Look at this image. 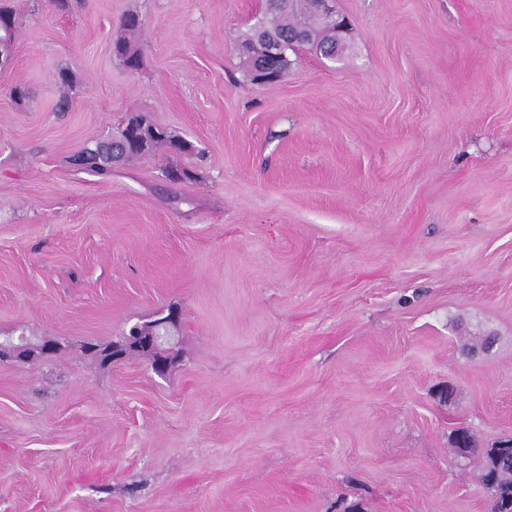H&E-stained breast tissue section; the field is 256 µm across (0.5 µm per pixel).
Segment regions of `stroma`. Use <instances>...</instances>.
<instances>
[{"label":"stroma","instance_id":"stroma-1","mask_svg":"<svg viewBox=\"0 0 512 512\" xmlns=\"http://www.w3.org/2000/svg\"><path fill=\"white\" fill-rule=\"evenodd\" d=\"M0 3V339L58 344L0 364V512H490L453 438L512 437V0H333L342 57L264 85V0ZM135 114L189 151L80 170ZM171 305L166 375L86 351ZM123 26L129 36L121 37L116 43L120 49L119 54L124 57L127 64H130L134 58L138 57V50L131 38L140 30L141 22L138 16L132 14L125 18ZM251 52H253V53H251ZM259 55H260V53L256 52L255 50H253V51L249 50L248 53H245V56L248 59L247 67H248V72H249L251 80L253 81L252 75H253L254 71L257 69V67L262 66L264 69H267V70H259L257 72L256 82L263 83V84L273 82L277 78V76L274 74L273 75L269 74L270 72L268 70H278L276 62L271 58L270 59L263 58L262 60H260L258 58ZM287 67L288 66L286 65L283 69L278 70L279 75Z\"/></svg>","mask_w":512,"mask_h":512}]
</instances>
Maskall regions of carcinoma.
<instances>
[{"label": "carcinoma", "instance_id": "cac0c4a2", "mask_svg": "<svg viewBox=\"0 0 512 512\" xmlns=\"http://www.w3.org/2000/svg\"><path fill=\"white\" fill-rule=\"evenodd\" d=\"M298 25L308 26L310 38L307 45L325 55L336 51L333 26L329 25L326 18L316 10L315 0H291L283 10L282 17L279 19L281 32L286 35L289 29ZM123 26L126 36L118 39L117 45L120 55L129 64L138 57V50L131 37L140 30L141 22L138 16L132 14L125 18ZM15 36V15L7 9H0V43L11 44ZM114 137L113 142L107 144L97 142L81 151L82 170L94 175H104L112 163L122 158L145 156L163 145L182 149V140L179 136L151 124L140 115L130 119L114 134ZM480 472L495 482L498 489L496 503L498 512H512V468L508 470L494 468L490 455L486 453L482 458Z\"/></svg>", "mask_w": 512, "mask_h": 512}]
</instances>
